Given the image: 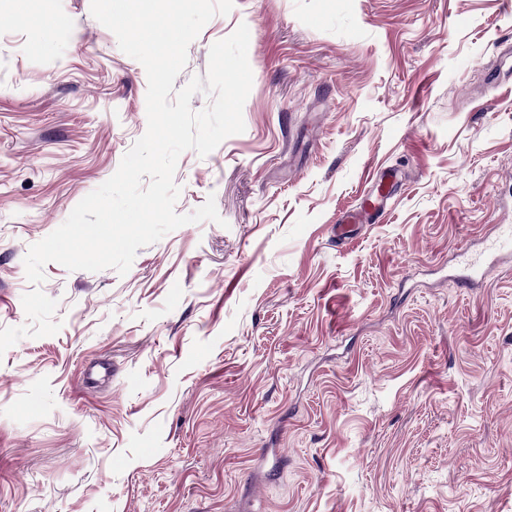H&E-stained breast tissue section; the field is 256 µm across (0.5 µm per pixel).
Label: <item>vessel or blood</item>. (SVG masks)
I'll list each match as a JSON object with an SVG mask.
<instances>
[{
	"label": "vessel or blood",
	"mask_w": 512,
	"mask_h": 512,
	"mask_svg": "<svg viewBox=\"0 0 512 512\" xmlns=\"http://www.w3.org/2000/svg\"><path fill=\"white\" fill-rule=\"evenodd\" d=\"M399 178L394 170L374 172L368 188L363 192L359 205L354 209L340 211L336 216V241L348 244L354 228L372 224L386 215L393 188Z\"/></svg>",
	"instance_id": "obj_1"
}]
</instances>
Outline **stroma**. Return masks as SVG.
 Instances as JSON below:
<instances>
[{
  "instance_id": "1",
  "label": "stroma",
  "mask_w": 512,
  "mask_h": 512,
  "mask_svg": "<svg viewBox=\"0 0 512 512\" xmlns=\"http://www.w3.org/2000/svg\"><path fill=\"white\" fill-rule=\"evenodd\" d=\"M245 130L183 152L130 270L43 268L60 331L0 355V512H512V0H234ZM91 0H0V329L29 247L147 130ZM386 219L336 244L370 174Z\"/></svg>"
}]
</instances>
